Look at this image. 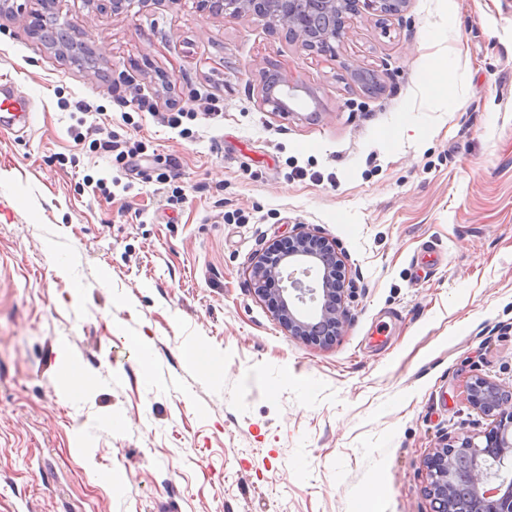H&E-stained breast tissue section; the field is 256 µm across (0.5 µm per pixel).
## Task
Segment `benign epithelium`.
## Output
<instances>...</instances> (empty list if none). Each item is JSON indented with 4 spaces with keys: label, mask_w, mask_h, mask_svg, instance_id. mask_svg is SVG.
<instances>
[{
    "label": "benign epithelium",
    "mask_w": 512,
    "mask_h": 512,
    "mask_svg": "<svg viewBox=\"0 0 512 512\" xmlns=\"http://www.w3.org/2000/svg\"><path fill=\"white\" fill-rule=\"evenodd\" d=\"M207 14L253 16L285 33L310 51L336 54L334 43L346 24L362 14L396 16L407 0H197ZM294 248L278 254L275 245L247 269L259 301L269 305L288 335L331 342L348 322V302L355 297L346 257L318 231L298 229ZM469 405L493 420L483 432L484 445L464 434L449 438L430 460L426 494L431 512H449L455 482L463 477L473 488L475 512H512V385L473 375L466 384Z\"/></svg>",
    "instance_id": "benign-epithelium-1"
}]
</instances>
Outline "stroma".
<instances>
[{"label":"stroma","instance_id":"35a3bbf8","mask_svg":"<svg viewBox=\"0 0 512 512\" xmlns=\"http://www.w3.org/2000/svg\"><path fill=\"white\" fill-rule=\"evenodd\" d=\"M439 53L444 97L419 85ZM271 68L318 91L316 119L263 104ZM0 74L33 112L0 132V512H360L376 485L372 512H431L428 457L489 424L466 381L512 383V0L366 13L332 57L197 0H18ZM136 94L194 111L188 135ZM110 135L144 146L127 175L90 147ZM118 175L108 200L85 182ZM302 226L359 287L328 345L288 336L243 276ZM65 354L86 391L59 382Z\"/></svg>","mask_w":512,"mask_h":512}]
</instances>
